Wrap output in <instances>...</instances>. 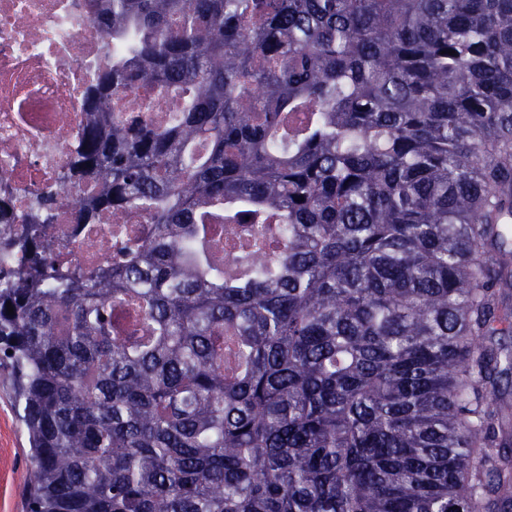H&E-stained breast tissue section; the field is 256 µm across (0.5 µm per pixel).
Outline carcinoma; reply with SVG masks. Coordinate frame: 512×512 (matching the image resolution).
I'll return each instance as SVG.
<instances>
[{
	"mask_svg": "<svg viewBox=\"0 0 512 512\" xmlns=\"http://www.w3.org/2000/svg\"><path fill=\"white\" fill-rule=\"evenodd\" d=\"M94 2L59 189L0 184L28 512H512V0ZM83 184L149 219L96 269ZM60 215L62 221L57 229L59 234L67 232L66 237H68L73 229L76 227L79 229L78 237L72 240L70 249L74 258L81 264L86 267H94L112 253V242L117 232V227L112 225V219L104 220L101 224H71V214L67 203L64 204ZM87 242H90L91 245L87 246Z\"/></svg>",
	"mask_w": 512,
	"mask_h": 512,
	"instance_id": "1",
	"label": "carcinoma"
}]
</instances>
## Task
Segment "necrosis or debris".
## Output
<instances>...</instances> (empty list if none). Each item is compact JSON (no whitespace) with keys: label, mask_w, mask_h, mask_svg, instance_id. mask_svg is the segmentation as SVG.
<instances>
[{"label":"necrosis or debris","mask_w":512,"mask_h":512,"mask_svg":"<svg viewBox=\"0 0 512 512\" xmlns=\"http://www.w3.org/2000/svg\"><path fill=\"white\" fill-rule=\"evenodd\" d=\"M88 0H0V179L16 189L19 210L56 188L85 119L84 93L113 44L91 24ZM59 232L93 267L112 252L111 221L73 226L61 210Z\"/></svg>","instance_id":"4bbe7bcc"}]
</instances>
